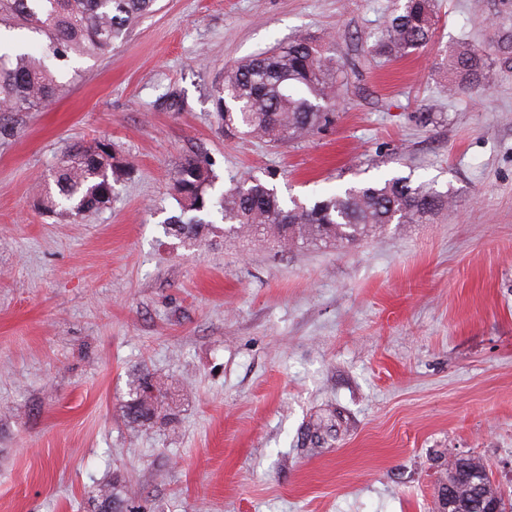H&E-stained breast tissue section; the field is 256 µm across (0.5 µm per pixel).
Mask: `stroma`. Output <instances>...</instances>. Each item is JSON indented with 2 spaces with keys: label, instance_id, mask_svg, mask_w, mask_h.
<instances>
[{
  "label": "stroma",
  "instance_id": "35a3bbf8",
  "mask_svg": "<svg viewBox=\"0 0 512 512\" xmlns=\"http://www.w3.org/2000/svg\"><path fill=\"white\" fill-rule=\"evenodd\" d=\"M391 7L157 0L17 116L0 138V512H92L116 478L124 512H439L460 456L512 501V0H436L425 50L367 62ZM301 36L346 63L335 122L225 136L226 70ZM461 40L488 86L451 99ZM95 140L129 169L107 207L38 209L64 148ZM194 152L219 191L250 175L313 200L400 175L454 204L353 244L189 248L163 222ZM145 370L170 387L168 419L138 428L121 406Z\"/></svg>",
  "mask_w": 512,
  "mask_h": 512
}]
</instances>
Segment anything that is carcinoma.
I'll return each mask as SVG.
<instances>
[{"instance_id": "cac0c4a2", "label": "carcinoma", "mask_w": 512, "mask_h": 512, "mask_svg": "<svg viewBox=\"0 0 512 512\" xmlns=\"http://www.w3.org/2000/svg\"><path fill=\"white\" fill-rule=\"evenodd\" d=\"M154 5L155 0H0V26L43 37L37 55L0 54V115L37 112L57 99L62 85L58 71L46 60L66 67L75 58L121 45ZM436 22L435 0H394L368 54L387 61L414 54L433 40ZM448 70V97L486 89L488 58L470 44L461 43L452 51ZM345 80L339 58L297 39L232 67L213 97L224 132L288 142L334 121V98ZM124 173L108 144L70 145L54 175L56 192L46 193L38 205L72 218L101 210ZM216 180L212 162L202 155L189 156L174 168L171 189L180 214L164 221L166 234L194 247L209 241L220 221L226 236H260L278 248L354 243L389 224H425L453 203L448 193L414 186L403 176L352 186L314 201L284 199L275 185L253 177L232 181L215 198L209 190ZM165 398L162 387L143 374L122 405V414L129 424L149 428ZM122 502L115 490L102 488L95 512H121Z\"/></svg>"}]
</instances>
